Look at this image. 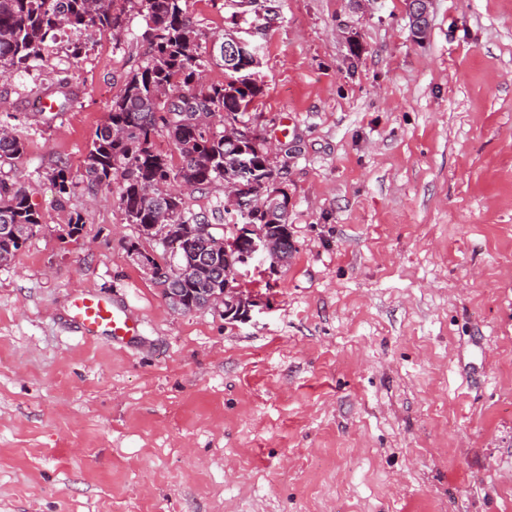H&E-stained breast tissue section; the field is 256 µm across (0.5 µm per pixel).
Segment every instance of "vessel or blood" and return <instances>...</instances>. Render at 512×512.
Instances as JSON below:
<instances>
[{
    "mask_svg": "<svg viewBox=\"0 0 512 512\" xmlns=\"http://www.w3.org/2000/svg\"><path fill=\"white\" fill-rule=\"evenodd\" d=\"M68 319L89 338L106 334L113 342L121 343L138 333L137 321L123 306L93 291L83 292L73 299Z\"/></svg>",
    "mask_w": 512,
    "mask_h": 512,
    "instance_id": "b4317fda",
    "label": "vessel or blood"
}]
</instances>
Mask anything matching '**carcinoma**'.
Masks as SVG:
<instances>
[{"label": "carcinoma", "instance_id": "cac0c4a2", "mask_svg": "<svg viewBox=\"0 0 512 512\" xmlns=\"http://www.w3.org/2000/svg\"><path fill=\"white\" fill-rule=\"evenodd\" d=\"M133 2L147 22V60L112 99V109L85 157L84 188L95 192L109 187L118 172L119 204L128 223L182 227L183 239L169 242V256L154 263L153 278L181 289L188 304L196 307L203 300L196 289L224 287V258L208 270L186 271L190 254H210L215 235L205 217L188 211L182 196L169 200L158 185L181 182L200 189L238 180L239 146L224 136V114L246 111L261 88L253 81H237L238 69L224 57V43L213 57L222 62L225 81L208 83L186 0H0V77L43 59L47 40L58 34L121 31L126 4ZM163 130L175 143L177 165L154 147ZM24 152L21 137L0 135V166L13 164ZM249 163L250 191L259 199L268 178L265 152H253ZM52 181L61 202L78 187L63 168L53 172ZM41 224L25 186L1 178L0 265L9 264Z\"/></svg>", "mask_w": 512, "mask_h": 512}]
</instances>
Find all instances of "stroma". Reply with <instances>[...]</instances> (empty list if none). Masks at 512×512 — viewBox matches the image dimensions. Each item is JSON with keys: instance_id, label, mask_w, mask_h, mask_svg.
Here are the masks:
<instances>
[{"instance_id": "1", "label": "stroma", "mask_w": 512, "mask_h": 512, "mask_svg": "<svg viewBox=\"0 0 512 512\" xmlns=\"http://www.w3.org/2000/svg\"><path fill=\"white\" fill-rule=\"evenodd\" d=\"M272 7L186 2L201 46L255 28L244 119L290 200L288 264L240 270L245 322L171 309L120 177L57 202L145 62L137 9L0 80L28 142L0 177L42 216L0 266V512H512V0H435L420 40L405 0ZM183 198L216 234L242 221L223 183ZM82 291L138 336L75 334Z\"/></svg>"}]
</instances>
